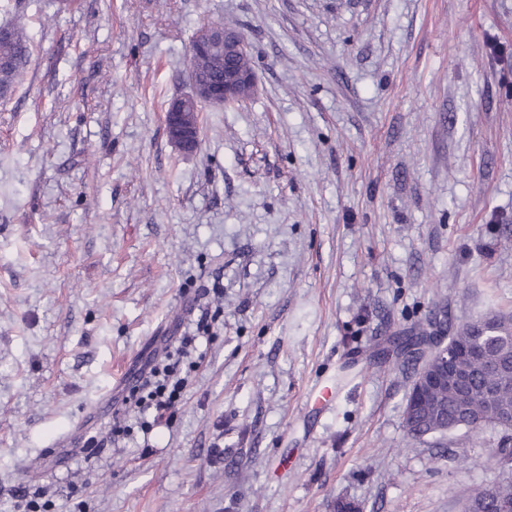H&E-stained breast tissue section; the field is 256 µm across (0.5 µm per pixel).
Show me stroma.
I'll return each instance as SVG.
<instances>
[{"instance_id": "stroma-1", "label": "stroma", "mask_w": 512, "mask_h": 512, "mask_svg": "<svg viewBox=\"0 0 512 512\" xmlns=\"http://www.w3.org/2000/svg\"><path fill=\"white\" fill-rule=\"evenodd\" d=\"M13 20L0 512L24 482L55 512H461L502 482L501 429L407 441L415 369L376 352L512 314V0H0ZM210 21L256 87L186 155L165 111ZM192 307L222 325L172 426L112 437L124 374Z\"/></svg>"}]
</instances>
